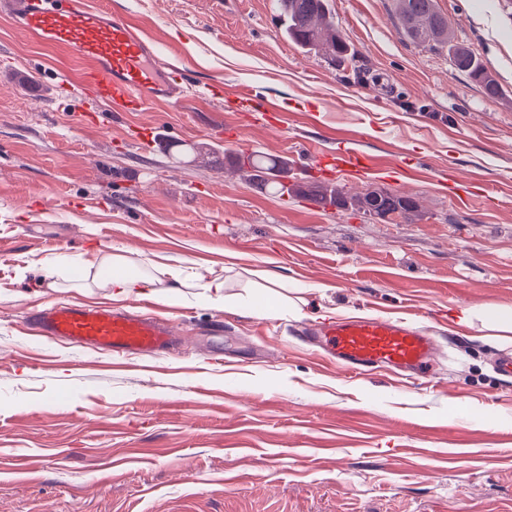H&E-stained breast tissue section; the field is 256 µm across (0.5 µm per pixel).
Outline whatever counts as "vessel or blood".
<instances>
[{
    "mask_svg": "<svg viewBox=\"0 0 512 512\" xmlns=\"http://www.w3.org/2000/svg\"><path fill=\"white\" fill-rule=\"evenodd\" d=\"M0 13L12 15L25 36L75 50L85 66L74 86L105 107L107 115L145 112L185 96L189 81L184 71L163 65L152 42L126 17L86 0H0ZM308 160L327 179L362 174L372 165L367 153L354 149L314 152ZM34 325L50 339L115 358L155 357L177 341L167 319L107 306L54 304L35 314ZM310 334L350 373L387 369L424 384L435 381L434 339L404 321L339 318L313 325Z\"/></svg>",
    "mask_w": 512,
    "mask_h": 512,
    "instance_id": "obj_1",
    "label": "vessel or blood"
}]
</instances>
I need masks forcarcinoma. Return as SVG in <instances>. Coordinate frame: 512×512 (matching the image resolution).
I'll return each mask as SVG.
<instances>
[{
	"instance_id": "obj_1",
	"label": "carcinoma",
	"mask_w": 512,
	"mask_h": 512,
	"mask_svg": "<svg viewBox=\"0 0 512 512\" xmlns=\"http://www.w3.org/2000/svg\"><path fill=\"white\" fill-rule=\"evenodd\" d=\"M395 4L399 22L408 40L421 46L450 42L448 22L436 10L435 0H395ZM279 9L287 18V38L303 48H320L332 57L346 55V43L326 19L327 0H279ZM454 62L457 69L480 83L487 94H499L496 81L468 50L454 49ZM234 163L238 169L249 171L250 180L259 184L262 190L281 196L294 194L324 209H344L355 205L364 214L375 218H385L394 213L411 215L417 212L414 198L388 191L377 190L373 195L364 193L350 196L343 189L329 183L290 184L279 178V174L287 169L286 160L267 157L256 151L235 155Z\"/></svg>"
}]
</instances>
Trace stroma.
I'll use <instances>...</instances> for the list:
<instances>
[{
  "mask_svg": "<svg viewBox=\"0 0 512 512\" xmlns=\"http://www.w3.org/2000/svg\"><path fill=\"white\" fill-rule=\"evenodd\" d=\"M104 2L190 90L75 132L93 107L66 87L79 56L0 16V512H512V379L493 368L512 342L455 323L512 306V0H436L452 43L432 48L402 36L393 0H327L344 58L287 39L275 0ZM457 46L498 96L455 67ZM239 93L277 104L287 131ZM131 126L169 150L128 141ZM343 140L388 169L337 185L411 195L416 216L267 194L224 161L258 150L311 182L304 148ZM112 254L157 278L124 304L171 319L182 342L165 357L31 329L48 302L112 304L98 283ZM58 257L75 266L48 278ZM169 266L186 276L176 303ZM255 268L278 288L251 284ZM212 274L220 305L198 286ZM267 302L276 313L256 316ZM320 308L429 327L438 384L340 370L300 332Z\"/></svg>",
  "mask_w": 512,
  "mask_h": 512,
  "instance_id": "obj_1",
  "label": "stroma"
}]
</instances>
